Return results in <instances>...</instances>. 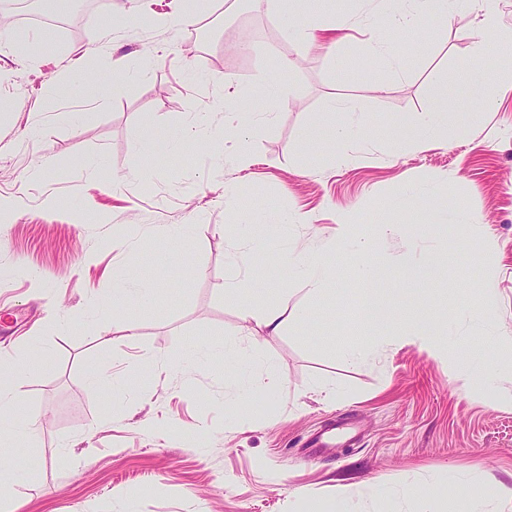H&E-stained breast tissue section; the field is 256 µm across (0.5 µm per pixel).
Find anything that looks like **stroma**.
<instances>
[{
	"instance_id": "1",
	"label": "stroma",
	"mask_w": 512,
	"mask_h": 512,
	"mask_svg": "<svg viewBox=\"0 0 512 512\" xmlns=\"http://www.w3.org/2000/svg\"><path fill=\"white\" fill-rule=\"evenodd\" d=\"M176 9L177 0H112L75 32L15 15L0 33L24 49L0 54V198L16 203L0 219V359L47 356L44 369L14 379L31 429L1 462L14 512H307L313 501L320 512H423L403 493L411 484L443 489L435 512H456L459 476L473 499L496 502L512 490V354L500 345L512 336V81L485 100L475 91L449 100L466 136L385 166L371 160L389 150L398 118L431 108L478 60V12L392 25L403 55L394 72L362 59L363 30L327 52L290 39L268 0H252L251 13L273 59L231 51L234 0H198L187 22ZM107 29L111 45L83 58ZM203 38L208 47L190 53ZM261 70L288 87L275 106L247 93ZM235 89L245 111L273 113L252 134L248 168L227 162L237 144L222 136L165 152L186 128L223 127ZM333 98L361 110L350 135L368 161L331 167ZM148 121L160 142L150 158L140 143ZM244 208L260 224L272 211L301 216L287 241L336 268L318 296L296 277L257 294L306 314L276 336L258 334L224 297L225 283L275 264L287 242L246 247ZM346 218L380 262L385 324L368 317L355 256L325 252ZM179 224L193 227L187 244L157 232ZM384 224L399 234L382 236ZM435 261L443 273L432 282ZM180 263L195 276L161 284L153 313L131 305L98 317L114 273L154 280ZM488 293L493 323L460 315ZM405 324L445 332L456 357L392 342ZM227 340L238 346L235 371L196 352ZM352 342L376 349L374 361L344 360ZM482 367L500 381L470 394ZM95 372L119 375L121 391L91 386ZM271 372L277 390L225 410L237 374L255 382ZM336 417L356 423L359 440L309 463L302 441ZM368 481L384 497L337 507L336 484Z\"/></svg>"
}]
</instances>
